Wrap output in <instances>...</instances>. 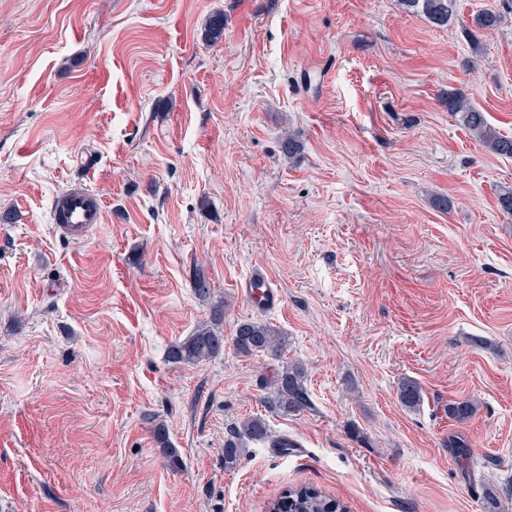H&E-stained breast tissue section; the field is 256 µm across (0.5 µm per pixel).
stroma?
<instances>
[{
    "mask_svg": "<svg viewBox=\"0 0 512 512\" xmlns=\"http://www.w3.org/2000/svg\"><path fill=\"white\" fill-rule=\"evenodd\" d=\"M455 90L512 134V0H457L445 27L397 0H0V512H268L304 485L349 512H483L488 484L512 512V158ZM78 183L104 210L79 244L50 218ZM255 270L278 309L239 295ZM217 308L223 351L169 361ZM247 319L281 356L237 353ZM291 362L311 405L285 413ZM253 416L269 439L225 468ZM444 103L450 112L469 133L490 152L505 158H512V135H505L493 127L486 113L472 105L460 91L448 92ZM275 397L271 407L285 412L301 411L310 405L309 393L305 386L303 369L296 364H288L272 381ZM268 427L263 418L253 416L244 420L238 427L236 435L224 441V466L233 468L244 452L243 438L264 441L269 438Z\"/></svg>",
    "mask_w": 512,
    "mask_h": 512,
    "instance_id": "1",
    "label": "stroma"
}]
</instances>
